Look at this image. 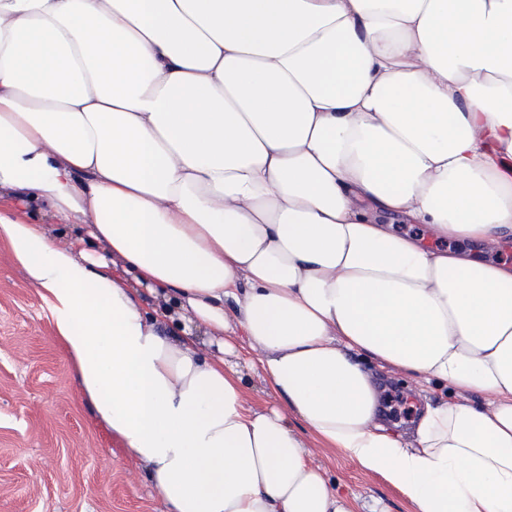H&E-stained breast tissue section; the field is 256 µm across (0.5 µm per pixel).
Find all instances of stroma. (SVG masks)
I'll use <instances>...</instances> for the list:
<instances>
[{"instance_id": "35a3bbf8", "label": "stroma", "mask_w": 512, "mask_h": 512, "mask_svg": "<svg viewBox=\"0 0 512 512\" xmlns=\"http://www.w3.org/2000/svg\"><path fill=\"white\" fill-rule=\"evenodd\" d=\"M305 442L342 496L415 512L380 475ZM135 468L79 395L39 288L0 242V512H164Z\"/></svg>"}]
</instances>
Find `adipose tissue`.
Wrapping results in <instances>:
<instances>
[{"instance_id":"1","label":"adipose tissue","mask_w":512,"mask_h":512,"mask_svg":"<svg viewBox=\"0 0 512 512\" xmlns=\"http://www.w3.org/2000/svg\"><path fill=\"white\" fill-rule=\"evenodd\" d=\"M0 239L165 512H512V0H0ZM249 357L247 349L243 348L239 350L238 355L229 356V360L236 362L238 368L245 374L246 397L250 406L256 409H267L278 404L264 376L259 371L251 368ZM387 376L393 377L394 380L390 381V386L386 392V396L388 393L393 391H399L404 394L405 397L408 399V405L415 406V412L412 409L411 413L408 416H400V417H394L388 412L387 419H390L392 422H395L399 424L402 428L407 427L410 425L411 420L416 417L418 410L421 406H423L426 402L427 396H424L423 394H418L412 389L405 387V383L403 381V377L396 374V373H390ZM398 384V385H396ZM303 436L313 452L314 462L324 471L333 488L344 497L357 498L365 506L359 511L367 512L368 506L378 502L388 512H416L415 507L380 475L361 470L338 450L320 445L307 431Z\"/></svg>"}]
</instances>
